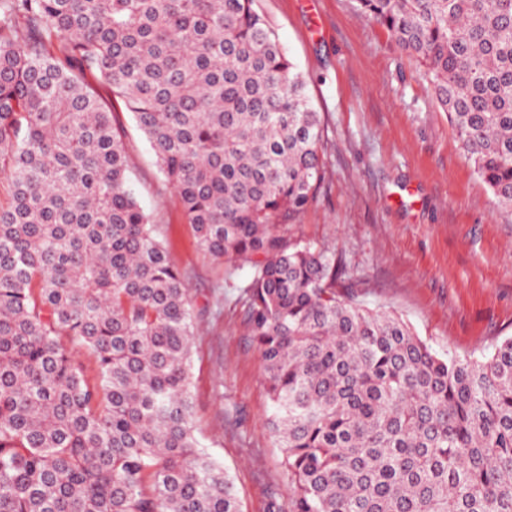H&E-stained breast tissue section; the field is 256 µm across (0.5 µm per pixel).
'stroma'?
Returning a JSON list of instances; mask_svg holds the SVG:
<instances>
[{
	"label": "stroma",
	"mask_w": 512,
	"mask_h": 512,
	"mask_svg": "<svg viewBox=\"0 0 512 512\" xmlns=\"http://www.w3.org/2000/svg\"><path fill=\"white\" fill-rule=\"evenodd\" d=\"M305 75L325 127L324 182L292 226L341 256L362 300L400 315L437 353L481 356L512 336V214L474 172L419 64L356 0H255ZM130 184L189 289L195 434L231 475L242 512H288L266 425L260 354L245 330L249 267L206 255L124 107Z\"/></svg>",
	"instance_id": "obj_1"
}]
</instances>
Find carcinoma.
<instances>
[{
	"label": "carcinoma",
	"mask_w": 512,
	"mask_h": 512,
	"mask_svg": "<svg viewBox=\"0 0 512 512\" xmlns=\"http://www.w3.org/2000/svg\"><path fill=\"white\" fill-rule=\"evenodd\" d=\"M357 3L511 213L512 0ZM89 74L201 250L250 265L288 512H512V336L440 356L277 230L317 199L324 129L254 0H0V512H241L195 435L189 290Z\"/></svg>",
	"instance_id": "obj_1"
}]
</instances>
